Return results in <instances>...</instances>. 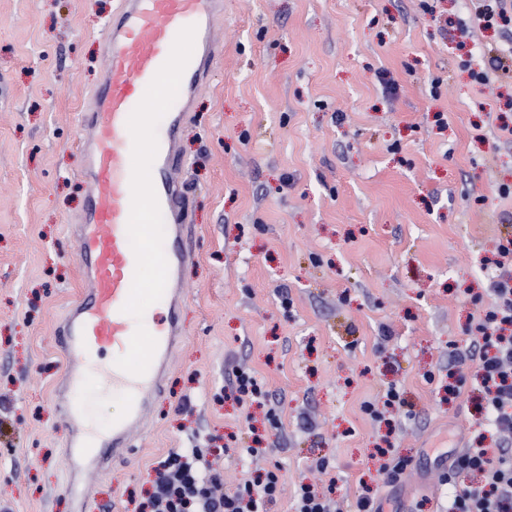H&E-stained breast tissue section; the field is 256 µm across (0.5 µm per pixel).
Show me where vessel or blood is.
Segmentation results:
<instances>
[{"mask_svg": "<svg viewBox=\"0 0 512 512\" xmlns=\"http://www.w3.org/2000/svg\"><path fill=\"white\" fill-rule=\"evenodd\" d=\"M223 0H118L106 37V67L90 108L79 174L86 206L76 229L85 290L57 331L66 367L57 386L69 432V462L96 468L131 453L140 426L170 369L181 339L188 202L175 176L179 138L192 98L208 81L219 50L210 38ZM153 158L150 172L136 160ZM159 272L146 283V265ZM160 294L165 315L136 303ZM112 354V391L126 413L98 434L85 430V383Z\"/></svg>", "mask_w": 512, "mask_h": 512, "instance_id": "1", "label": "vessel or blood"}]
</instances>
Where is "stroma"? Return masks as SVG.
<instances>
[{"label":"stroma","mask_w":512,"mask_h":512,"mask_svg":"<svg viewBox=\"0 0 512 512\" xmlns=\"http://www.w3.org/2000/svg\"><path fill=\"white\" fill-rule=\"evenodd\" d=\"M117 0H0V512H73L66 360L55 329L83 289L73 228L80 114L106 66ZM223 52L180 134L192 259L185 342L135 429V454L83 477L84 512H138L153 467L198 437L224 486L281 463L354 512H448L438 460L469 443L474 395L449 368L492 303L484 261L512 234V80L469 0H224ZM398 81L389 93L381 72ZM246 362L279 415L231 399ZM401 402L384 421L389 385ZM272 446L247 450L256 435ZM231 451H224V443ZM411 464L384 482L378 450ZM326 473L313 471L317 461ZM506 36V43L503 45L499 54L490 56L482 66L479 72L474 76L478 84H485L491 79H499L502 76L510 74L512 78V32Z\"/></svg>","instance_id":"35a3bbf8"}]
</instances>
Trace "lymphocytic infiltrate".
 Here are the masks:
<instances>
[{"instance_id": "1", "label": "lymphocytic infiltrate", "mask_w": 512, "mask_h": 512, "mask_svg": "<svg viewBox=\"0 0 512 512\" xmlns=\"http://www.w3.org/2000/svg\"><path fill=\"white\" fill-rule=\"evenodd\" d=\"M501 260L488 277L494 302L471 331L470 358L480 366L484 393L480 430L498 439L495 452L468 446L443 474L451 485L448 512H512V236L497 240ZM153 491L140 512H268L285 484L280 465L264 469L235 491L222 489L223 475L201 448L169 453L154 468ZM478 478V485L455 488L459 475Z\"/></svg>"}]
</instances>
